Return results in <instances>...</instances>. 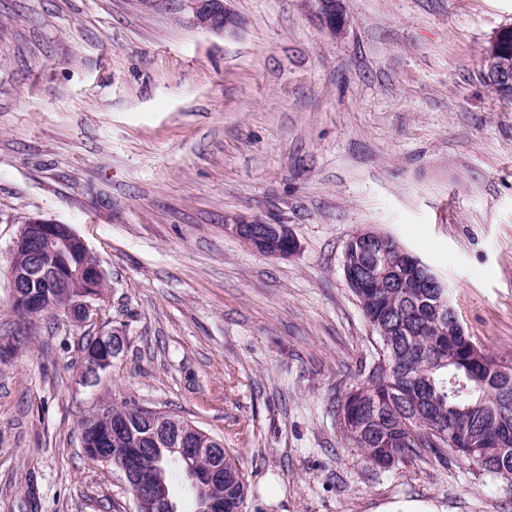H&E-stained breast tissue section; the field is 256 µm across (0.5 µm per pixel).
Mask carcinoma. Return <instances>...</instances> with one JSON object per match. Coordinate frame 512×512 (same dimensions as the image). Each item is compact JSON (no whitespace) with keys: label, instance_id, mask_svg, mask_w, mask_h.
I'll return each instance as SVG.
<instances>
[{"label":"carcinoma","instance_id":"1","mask_svg":"<svg viewBox=\"0 0 512 512\" xmlns=\"http://www.w3.org/2000/svg\"><path fill=\"white\" fill-rule=\"evenodd\" d=\"M391 251L363 250L361 267L347 272L351 291L376 340L362 382L338 402L337 412L346 436L361 450L367 463H403L425 453L440 461L463 456L473 448L477 465L497 473L502 449L512 450V395L499 392V365L470 335H448L450 321L438 323L441 298L452 299L449 288L418 287L419 273L403 268L401 276L384 288L375 280L360 281L391 259ZM136 403L112 406L113 423L133 421ZM96 412L81 421L87 452L110 448L106 424L94 422ZM163 467L171 500L170 512H180L173 484L191 485L192 474L203 468L198 460H182L171 448L149 440ZM246 482L235 458L224 454V503L241 509Z\"/></svg>","mask_w":512,"mask_h":512}]
</instances>
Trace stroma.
Listing matches in <instances>:
<instances>
[{
  "label": "stroma",
  "instance_id": "obj_1",
  "mask_svg": "<svg viewBox=\"0 0 512 512\" xmlns=\"http://www.w3.org/2000/svg\"><path fill=\"white\" fill-rule=\"evenodd\" d=\"M231 35L180 0H0V512H134L80 421L133 402L223 440L242 512H512V477L427 454L365 463L336 406L374 357L343 273L373 227L447 280L512 365V104L481 78L512 0H229ZM245 214L300 244L264 256ZM67 225L107 277L97 318L18 316L22 218ZM125 347L94 384L88 338ZM304 6L313 20L332 35L340 34L345 28L341 0H305ZM225 230L272 258L289 257L300 246L292 234L281 224H272L260 217L235 216L226 220ZM287 237V238H286Z\"/></svg>",
  "mask_w": 512,
  "mask_h": 512
}]
</instances>
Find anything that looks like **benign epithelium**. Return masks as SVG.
<instances>
[{
    "mask_svg": "<svg viewBox=\"0 0 512 512\" xmlns=\"http://www.w3.org/2000/svg\"><path fill=\"white\" fill-rule=\"evenodd\" d=\"M304 6L313 20L322 28L336 35L343 31L346 20L342 0H304ZM183 9L192 14L193 24L212 33H231L239 28V21L225 0H182ZM509 30L500 29L485 48L481 64L484 82L495 90L512 89V73L503 67L499 55ZM224 229L272 258L289 257L299 250V244L281 224H272L260 217L235 216L226 220ZM89 252L85 240L70 226L44 219L26 217L19 227L12 246L7 271L12 305L28 307V314L37 317L44 314L37 288H61L65 296L64 311L71 323L80 326L97 310V302L103 298L99 288L105 280L103 268L76 274L61 262L67 252ZM116 333L98 336L99 345L84 350L83 376L95 379L112 364L119 354ZM146 438L156 444L164 443L181 454H191L213 459L207 466V484L214 489L224 485V466L220 463L224 454V442L210 436L188 421L172 414L151 408H143ZM116 444H123L119 458L113 460L127 491L132 495L136 512H158V485L161 466L148 458L141 441L127 437L123 428L112 431Z\"/></svg>",
    "mask_w": 512,
    "mask_h": 512,
    "instance_id": "7a95c632",
    "label": "benign epithelium"
}]
</instances>
